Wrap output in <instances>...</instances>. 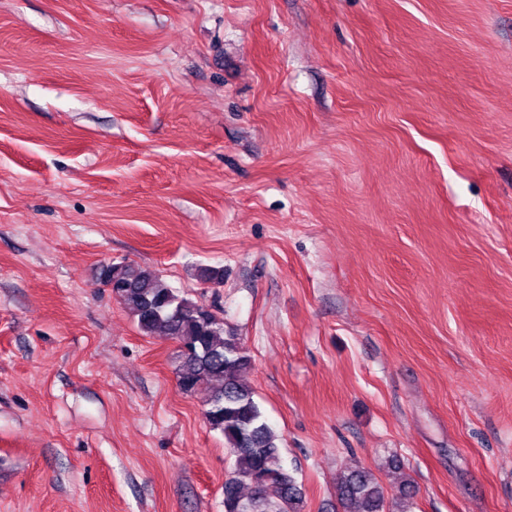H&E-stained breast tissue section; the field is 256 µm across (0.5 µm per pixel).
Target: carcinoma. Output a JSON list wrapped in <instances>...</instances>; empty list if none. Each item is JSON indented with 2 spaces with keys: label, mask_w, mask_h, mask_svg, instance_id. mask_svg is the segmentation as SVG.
Listing matches in <instances>:
<instances>
[{
  "label": "carcinoma",
  "mask_w": 512,
  "mask_h": 512,
  "mask_svg": "<svg viewBox=\"0 0 512 512\" xmlns=\"http://www.w3.org/2000/svg\"><path fill=\"white\" fill-rule=\"evenodd\" d=\"M105 283L137 317L141 331L158 330L181 345L177 384L204 395V418L234 456L224 481V512H303L304 494L283 464L279 436L242 382L251 359L240 337L215 312L166 286L153 269L112 264ZM337 496L343 512H386L381 486L360 467L341 477Z\"/></svg>",
  "instance_id": "carcinoma-1"
}]
</instances>
